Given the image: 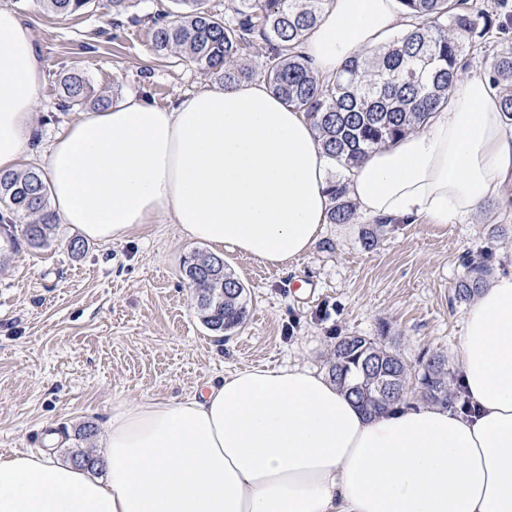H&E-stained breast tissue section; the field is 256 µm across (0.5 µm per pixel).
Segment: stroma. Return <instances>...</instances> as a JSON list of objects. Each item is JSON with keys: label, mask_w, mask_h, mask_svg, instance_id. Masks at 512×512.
Here are the masks:
<instances>
[{"label": "stroma", "mask_w": 512, "mask_h": 512, "mask_svg": "<svg viewBox=\"0 0 512 512\" xmlns=\"http://www.w3.org/2000/svg\"><path fill=\"white\" fill-rule=\"evenodd\" d=\"M0 7L30 26L43 62L30 166H40L47 141L79 113L58 107L67 73H84L93 94L145 96L161 106L211 82L183 56L151 50L149 18L171 14L172 0H138L140 23L119 28L103 6L68 16L41 0ZM371 230L364 215L325 225L315 248L285 270L224 253L246 289L249 316L221 335L204 325L182 277L185 257L201 245L168 220L126 242H86L76 255L71 226L34 248L14 218L0 228V452L39 450L57 433L58 457L84 448L101 455L118 403L179 400L260 364L322 373L340 336L380 341L412 367L439 352L456 373L470 305L456 301L455 288L471 260L495 274L512 270V211L491 200L464 223L391 224L368 248ZM87 422L96 435L86 445L77 432Z\"/></svg>", "instance_id": "35a3bbf8"}]
</instances>
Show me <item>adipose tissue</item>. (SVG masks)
Returning a JSON list of instances; mask_svg holds the SVG:
<instances>
[{"mask_svg": "<svg viewBox=\"0 0 512 512\" xmlns=\"http://www.w3.org/2000/svg\"><path fill=\"white\" fill-rule=\"evenodd\" d=\"M406 19L397 0H330L302 51L333 79ZM44 80L30 27L0 7V172L29 160ZM52 211L84 239L125 242L168 219L187 238L277 268L317 244L333 163L305 113L263 79L171 107L129 96L82 112L43 156ZM512 127L472 74L422 129L349 176L361 213L455 223L512 209ZM464 408L368 415L323 374L255 366L180 400L113 406L104 477L44 451L0 455V512H512V271L466 317Z\"/></svg>", "mask_w": 512, "mask_h": 512, "instance_id": "ef3b65f1", "label": "adipose tissue"}]
</instances>
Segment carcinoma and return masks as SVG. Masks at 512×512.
I'll use <instances>...</instances> for the list:
<instances>
[{
	"label": "carcinoma",
	"mask_w": 512,
	"mask_h": 512,
	"mask_svg": "<svg viewBox=\"0 0 512 512\" xmlns=\"http://www.w3.org/2000/svg\"><path fill=\"white\" fill-rule=\"evenodd\" d=\"M57 14L92 10L95 0H42ZM203 0H173L170 20L152 19V49L185 55L206 75L224 86L259 76L286 104L306 113L317 130L325 154L350 172L370 152L420 129L429 116L448 103V93L463 77L462 60L480 49L494 50L488 76L500 88V110L512 125V41L478 0H398L404 32L370 53L347 60L327 80L319 77L300 45L318 22L327 0H228L224 15L202 7ZM133 0H108L112 18L138 21L129 14ZM257 51L259 62L245 58ZM88 80L68 74L62 84L63 107L87 102ZM329 223L352 224L357 206L347 178L329 182ZM0 221L9 215L26 220L24 233L33 247L50 245L56 221L47 184L36 168L0 172ZM489 269L471 263L455 289L468 302L486 286ZM183 277L197 285V307L203 323L215 333L246 321L243 284L226 272L224 259L194 252L183 263ZM448 360L433 354L421 365L417 388L423 400L448 406L457 394L448 384ZM392 381L380 394L374 376ZM328 376L369 415L381 414L405 400L407 364L385 346L365 336H343L333 346Z\"/></svg>",
	"instance_id": "1"
}]
</instances>
